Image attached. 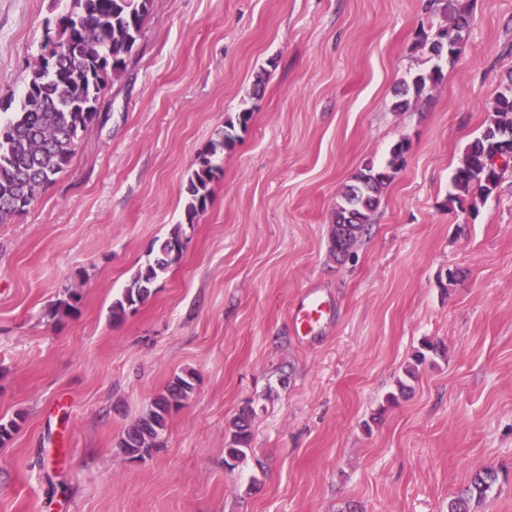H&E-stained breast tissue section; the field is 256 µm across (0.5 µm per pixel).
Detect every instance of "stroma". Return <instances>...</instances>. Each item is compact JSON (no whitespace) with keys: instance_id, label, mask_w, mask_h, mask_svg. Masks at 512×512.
Returning a JSON list of instances; mask_svg holds the SVG:
<instances>
[{"instance_id":"obj_1","label":"stroma","mask_w":512,"mask_h":512,"mask_svg":"<svg viewBox=\"0 0 512 512\" xmlns=\"http://www.w3.org/2000/svg\"><path fill=\"white\" fill-rule=\"evenodd\" d=\"M470 4L454 67L398 112L440 22L427 0H152L67 171L0 224V420H21L0 446V512H448L486 467L475 512H512V167L476 209L448 202L512 70V0ZM64 7L0 0V100ZM246 108L187 224L198 153ZM403 138L404 168L337 262L342 191ZM176 228L181 259L113 323ZM68 289L77 311L49 318ZM311 300L323 316L305 334L293 315ZM425 339L440 355L387 403ZM188 370L159 448L129 461L122 434ZM246 405L254 452L230 468L225 429ZM496 480L497 476L492 469L477 471L470 483L450 500L448 512H472L473 502L479 503L486 496L487 492L491 490Z\"/></svg>"}]
</instances>
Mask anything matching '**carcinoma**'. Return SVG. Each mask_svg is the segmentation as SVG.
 Returning a JSON list of instances; mask_svg holds the SVG:
<instances>
[{
    "mask_svg": "<svg viewBox=\"0 0 512 512\" xmlns=\"http://www.w3.org/2000/svg\"><path fill=\"white\" fill-rule=\"evenodd\" d=\"M443 24L433 38L423 37L421 47L432 65L403 83L395 108L403 112L411 101L419 100L443 79V67L457 60L471 23L470 9L459 0H430ZM151 0H67L60 18L62 25L45 39L43 52L29 67L21 97L10 115L0 117V223L22 213L36 194L52 184L70 165L82 134L92 123L87 108L103 106L108 87L127 71L134 49L128 45L131 30L134 41L142 36ZM493 118L480 136L465 149L452 175L453 192L448 203L471 199V207L498 187L501 171L484 178L491 160L498 155L512 160V72L506 75L495 97ZM252 118L245 109L224 123L219 138L201 151L186 186L185 220L192 224L207 208L211 183L220 167L213 162L217 152L232 149L238 142L237 130H244ZM408 145L397 141L383 165L367 163L353 177L341 202L336 205L330 252L343 261L357 239L368 229L382 190L404 167ZM185 242L176 227L147 260L122 294L112 301V321H123L150 296L151 288L173 263L180 260ZM82 296L69 290L49 310L48 316L68 315L78 310ZM438 347L425 340L411 356L404 370L405 379L397 381L400 395L411 390L408 381L419 377L420 367ZM192 372L176 375L165 393L154 399L150 408L127 430L120 441L122 453L142 459L159 447L158 439L167 427L171 410L183 405L195 388ZM255 410L245 406L229 423L226 457L237 463L254 452L251 420ZM491 469L477 471L470 483L448 503V512H473V504L482 500L495 484Z\"/></svg>",
    "mask_w": 512,
    "mask_h": 512,
    "instance_id": "1",
    "label": "carcinoma"
}]
</instances>
